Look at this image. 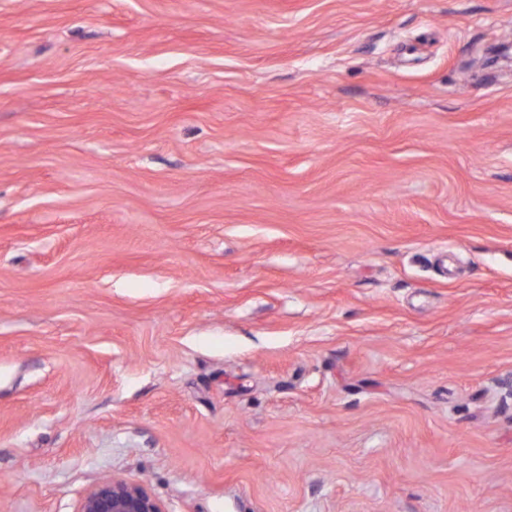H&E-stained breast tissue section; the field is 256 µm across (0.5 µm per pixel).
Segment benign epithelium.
<instances>
[{"instance_id":"1","label":"benign epithelium","mask_w":512,"mask_h":512,"mask_svg":"<svg viewBox=\"0 0 512 512\" xmlns=\"http://www.w3.org/2000/svg\"><path fill=\"white\" fill-rule=\"evenodd\" d=\"M78 512H165L143 485L119 478L100 481L82 498Z\"/></svg>"}]
</instances>
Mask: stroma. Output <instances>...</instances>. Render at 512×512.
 Listing matches in <instances>:
<instances>
[{
  "label": "stroma",
  "mask_w": 512,
  "mask_h": 512,
  "mask_svg": "<svg viewBox=\"0 0 512 512\" xmlns=\"http://www.w3.org/2000/svg\"><path fill=\"white\" fill-rule=\"evenodd\" d=\"M512 0H0V512H512ZM77 512H165L143 485L119 478L100 481L82 498Z\"/></svg>",
  "instance_id": "1"
}]
</instances>
